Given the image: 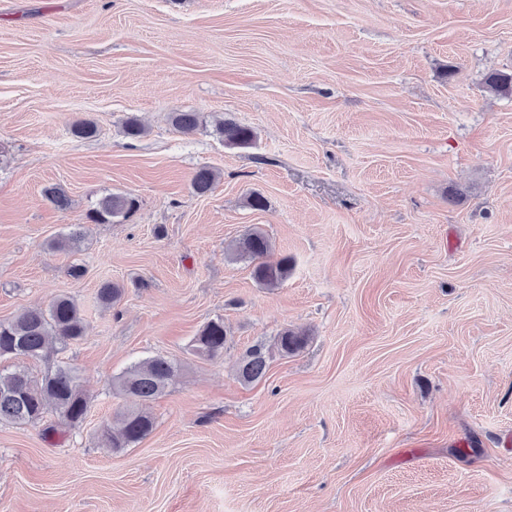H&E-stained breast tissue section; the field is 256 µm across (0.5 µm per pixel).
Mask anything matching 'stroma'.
Listing matches in <instances>:
<instances>
[{
	"label": "stroma",
	"mask_w": 512,
	"mask_h": 512,
	"mask_svg": "<svg viewBox=\"0 0 512 512\" xmlns=\"http://www.w3.org/2000/svg\"><path fill=\"white\" fill-rule=\"evenodd\" d=\"M495 71L512 0H0V321L72 297L86 333L61 359L91 397L76 428L0 423V512H512ZM180 111L201 126L176 130ZM224 118L253 144L225 146ZM80 119L94 137L71 135ZM202 167L219 179L198 196ZM109 194L137 206L90 223ZM73 224L79 249L51 250ZM253 226L293 262L280 287L225 256ZM105 281L125 289L110 308ZM217 317L223 356L193 355ZM287 328L305 347L242 383L246 351ZM157 354L183 369L153 431L101 446L126 403L113 378Z\"/></svg>",
	"instance_id": "35a3bbf8"
}]
</instances>
